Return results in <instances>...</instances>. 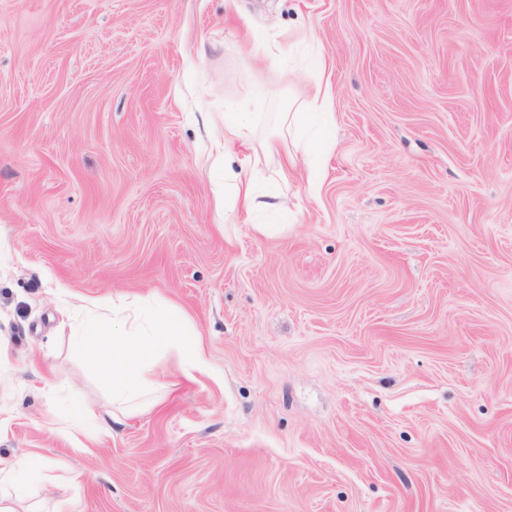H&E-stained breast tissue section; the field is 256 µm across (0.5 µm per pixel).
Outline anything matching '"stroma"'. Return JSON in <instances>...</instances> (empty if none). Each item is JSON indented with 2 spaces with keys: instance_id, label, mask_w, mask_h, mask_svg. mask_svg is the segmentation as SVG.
<instances>
[{
  "instance_id": "1",
  "label": "stroma",
  "mask_w": 512,
  "mask_h": 512,
  "mask_svg": "<svg viewBox=\"0 0 512 512\" xmlns=\"http://www.w3.org/2000/svg\"><path fill=\"white\" fill-rule=\"evenodd\" d=\"M330 70L322 186L215 209L212 121ZM0 456L17 512H512V0H0ZM184 314L111 434L67 302ZM95 408L70 432L74 401ZM47 467L45 460L27 455L9 461L0 458V511L16 512L13 504L25 492L28 479L43 475Z\"/></svg>"
}]
</instances>
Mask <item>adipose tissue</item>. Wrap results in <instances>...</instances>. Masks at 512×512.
Wrapping results in <instances>:
<instances>
[{
	"label": "adipose tissue",
	"mask_w": 512,
	"mask_h": 512,
	"mask_svg": "<svg viewBox=\"0 0 512 512\" xmlns=\"http://www.w3.org/2000/svg\"><path fill=\"white\" fill-rule=\"evenodd\" d=\"M332 99L328 79H318L310 98L293 111L283 113L281 122L292 139L291 149H284L279 137L265 140L266 155L280 157L281 175H289L296 166H303L309 194L319 191L317 163L331 148L325 129L334 122L330 109ZM261 99L248 100L235 112L224 115V121L215 128V145L225 157L236 159L238 170H225L224 195L218 205L225 213L244 215L246 223H253L254 215L262 209L284 211L276 193L266 184L265 177L254 173L249 153L250 139L263 115ZM46 461L21 456L9 461L0 460V512H15L14 504L23 495L30 477L42 475Z\"/></svg>",
	"instance_id": "ef3b65f1"
}]
</instances>
